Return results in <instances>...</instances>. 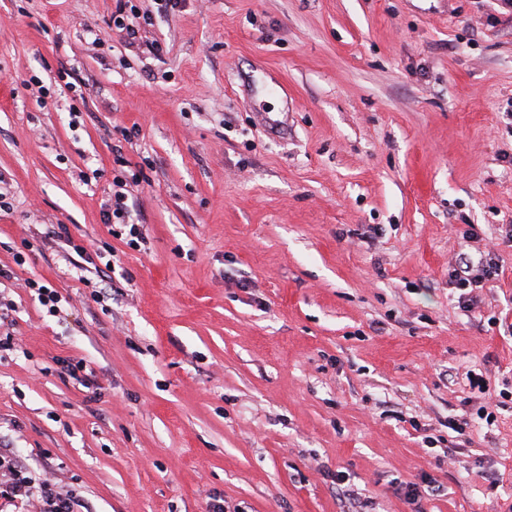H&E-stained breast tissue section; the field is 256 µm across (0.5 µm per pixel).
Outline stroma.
<instances>
[{
  "instance_id": "1",
  "label": "stroma",
  "mask_w": 512,
  "mask_h": 512,
  "mask_svg": "<svg viewBox=\"0 0 512 512\" xmlns=\"http://www.w3.org/2000/svg\"><path fill=\"white\" fill-rule=\"evenodd\" d=\"M131 2L132 44L113 0H0V452L78 512H512V12ZM118 151L135 249L102 217ZM53 224L110 244V278ZM461 253L501 268L471 310ZM129 0H116V10L112 12V23L116 29L120 32H125V36L128 39L136 40L141 28L149 26L150 17L143 13L140 14L138 11L130 7V17L126 14L125 5ZM477 370L478 372L476 371V369L468 370L466 372L465 377L469 383V387L472 390L477 389L478 393L482 395L484 394L483 405H481L478 408L477 414L479 415L480 418H485L486 423L491 425L496 420L495 413L494 411H492V409L493 406L496 407L497 404H494L491 396H489L488 398L485 397V394L488 392L487 383L486 380L484 379L482 371H480L479 369ZM490 409L491 411H489Z\"/></svg>"
}]
</instances>
